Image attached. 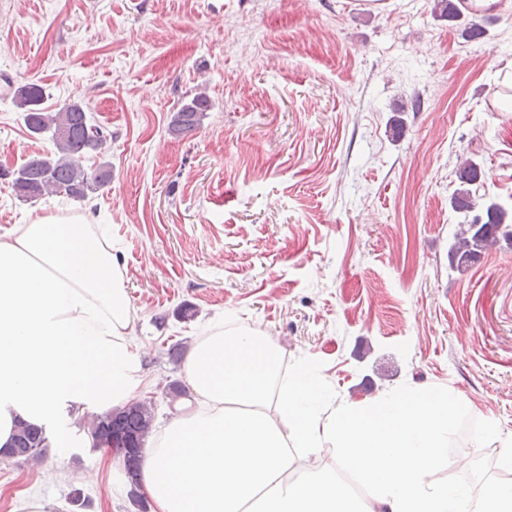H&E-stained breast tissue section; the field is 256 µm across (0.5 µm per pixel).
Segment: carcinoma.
Wrapping results in <instances>:
<instances>
[{"mask_svg":"<svg viewBox=\"0 0 512 512\" xmlns=\"http://www.w3.org/2000/svg\"><path fill=\"white\" fill-rule=\"evenodd\" d=\"M43 88L27 84L15 92L14 103L23 112L28 130L36 135H49L58 157H37L23 163L12 173L15 195L26 201L46 194H64L72 199H84L89 194L107 187L112 180V167L107 162L91 170L83 165V155L98 151L106 143L102 128L91 123L88 112L79 102L63 105L55 112L42 108ZM210 100L203 92L173 111L169 133L184 137L197 130ZM479 165L466 160L459 169L460 187L450 198L452 210L459 216V230L453 237L448 256L450 265L461 267L482 251L492 249L502 238H512V225L504 222L506 210L497 202L477 195L470 186L480 180ZM153 404L145 400H132L122 408H111L94 416L83 425L92 441L103 444L118 442L127 448L124 470L130 486L132 503L140 512L147 505L139 494L140 448L152 433ZM51 440L42 427L20 422L16 426L10 458L41 461L44 449Z\"/></svg>","mask_w":512,"mask_h":512,"instance_id":"1","label":"carcinoma"}]
</instances>
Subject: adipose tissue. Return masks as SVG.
I'll return each mask as SVG.
<instances>
[{"instance_id":"adipose-tissue-1","label":"adipose tissue","mask_w":512,"mask_h":512,"mask_svg":"<svg viewBox=\"0 0 512 512\" xmlns=\"http://www.w3.org/2000/svg\"><path fill=\"white\" fill-rule=\"evenodd\" d=\"M202 410L171 421L143 456L154 512H512V485L480 495L429 476L448 455L459 409L420 389L328 419L326 396L304 366L282 375L266 338L216 329L185 364ZM144 383L123 275L108 243L78 214L47 213L0 234V450L17 420L70 415L54 442L67 448L90 411L124 406ZM338 450L371 491L359 500L298 459Z\"/></svg>"}]
</instances>
